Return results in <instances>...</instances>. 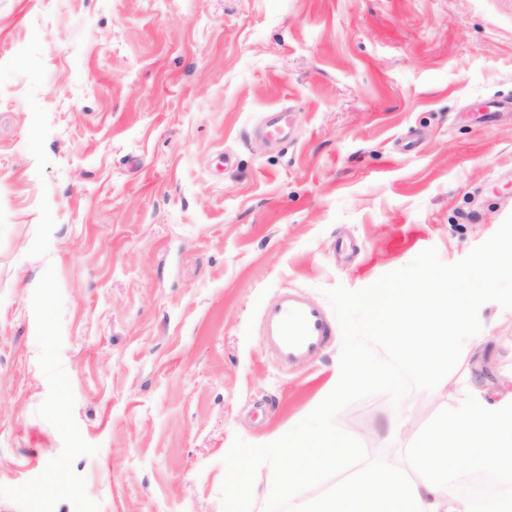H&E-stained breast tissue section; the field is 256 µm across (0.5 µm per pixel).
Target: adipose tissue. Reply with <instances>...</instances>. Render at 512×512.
<instances>
[{"label":"adipose tissue","instance_id":"obj_1","mask_svg":"<svg viewBox=\"0 0 512 512\" xmlns=\"http://www.w3.org/2000/svg\"><path fill=\"white\" fill-rule=\"evenodd\" d=\"M473 448L481 449V462L495 467L500 494L492 512H512V390L490 397L482 389L426 434L417 454L425 479L376 471L337 484L327 497L300 504L299 512H466L456 496L455 469Z\"/></svg>","mask_w":512,"mask_h":512}]
</instances>
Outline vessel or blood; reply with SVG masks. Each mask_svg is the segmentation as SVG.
Wrapping results in <instances>:
<instances>
[{
  "mask_svg": "<svg viewBox=\"0 0 512 512\" xmlns=\"http://www.w3.org/2000/svg\"><path fill=\"white\" fill-rule=\"evenodd\" d=\"M261 320L266 341L289 365L311 362L331 340L332 325L326 310L288 289L264 304Z\"/></svg>",
  "mask_w": 512,
  "mask_h": 512,
  "instance_id": "1",
  "label": "vessel or blood"
}]
</instances>
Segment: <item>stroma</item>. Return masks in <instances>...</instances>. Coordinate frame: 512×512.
Returning <instances> with one entry per match:
<instances>
[{"mask_svg":"<svg viewBox=\"0 0 512 512\" xmlns=\"http://www.w3.org/2000/svg\"><path fill=\"white\" fill-rule=\"evenodd\" d=\"M509 99L512 0H0V512H223L234 439L339 368L338 335L280 367L262 304L492 236ZM479 319L434 390L336 425L424 479L416 440L512 374V309Z\"/></svg>","mask_w":512,"mask_h":512,"instance_id":"obj_1","label":"stroma"}]
</instances>
